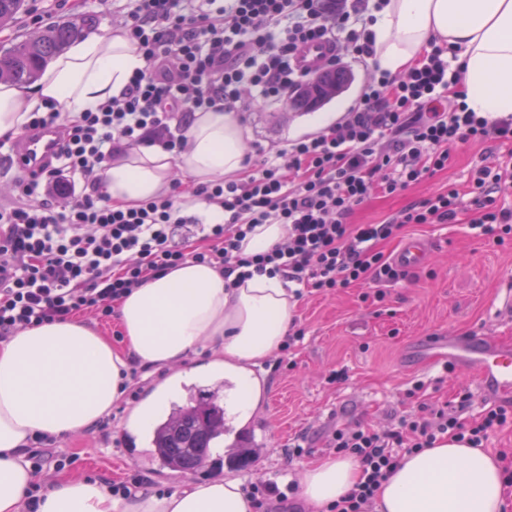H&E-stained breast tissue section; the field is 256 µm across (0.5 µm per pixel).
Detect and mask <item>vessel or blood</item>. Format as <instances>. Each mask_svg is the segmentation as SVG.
Wrapping results in <instances>:
<instances>
[{
    "mask_svg": "<svg viewBox=\"0 0 512 512\" xmlns=\"http://www.w3.org/2000/svg\"><path fill=\"white\" fill-rule=\"evenodd\" d=\"M335 51L332 44L312 41L303 44L294 59L297 69L311 74L322 70ZM58 137L55 130L44 129L24 137L16 151L22 172L39 173L55 153ZM429 254L427 244L418 238L405 241L395 255L396 262L411 270L423 265ZM431 357L467 371L480 390L488 396L512 398V342L484 336H435L428 342Z\"/></svg>",
    "mask_w": 512,
    "mask_h": 512,
    "instance_id": "1",
    "label": "vessel or blood"
}]
</instances>
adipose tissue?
Wrapping results in <instances>:
<instances>
[{
    "mask_svg": "<svg viewBox=\"0 0 512 512\" xmlns=\"http://www.w3.org/2000/svg\"><path fill=\"white\" fill-rule=\"evenodd\" d=\"M374 60L398 73L429 41L458 51L470 110L491 119L512 115V0H387L377 12ZM145 66L124 28L77 39L31 87L0 82V138L20 132L30 112L57 105L76 114L120 96ZM248 129L238 113H196L187 146L173 154L131 150L113 159L104 190L131 206L170 191L174 176L193 184L240 178ZM296 311L280 276L226 286L223 273L186 260L134 289L118 304L124 343L116 347L85 321L70 318L17 331L0 341V512H22L33 480L27 446L38 434L78 436L96 426L122 396L132 366L167 371L129 412L134 432L148 431L186 374L224 379V417L245 425L264 388L255 374L279 351ZM213 352L197 362L199 348ZM359 468L350 457L308 465L299 477L305 503L322 508L345 495ZM499 461L480 448L447 441L405 456L378 489L375 512H512ZM37 512H252L241 483L217 478L158 494L145 487L115 498L95 481L58 476Z\"/></svg>",
    "mask_w": 512,
    "mask_h": 512,
    "instance_id": "adipose-tissue-1",
    "label": "adipose tissue"
}]
</instances>
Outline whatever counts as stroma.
Masks as SVG:
<instances>
[{"label":"stroma","instance_id":"stroma-1","mask_svg":"<svg viewBox=\"0 0 512 512\" xmlns=\"http://www.w3.org/2000/svg\"><path fill=\"white\" fill-rule=\"evenodd\" d=\"M15 22L0 29V47H8L37 31L39 25L87 19L88 30L103 32L124 22L121 0H27ZM40 14L34 24L32 14ZM307 113L286 100L270 102L242 113L250 139L279 146L310 135ZM486 146L465 144L452 152L448 170L394 196L377 195L360 206L353 223L372 224L398 212L448 184L465 187L468 173L479 164ZM405 237L420 238L430 248L429 260L408 277L382 287L356 285L330 293H313L298 300L295 327L304 331L290 350L277 352L256 373L267 391L251 421L226 434L207 467L183 475L163 467L149 441L124 427L128 411L160 375L142 373L129 382L121 400L98 427L80 437H59L57 453L74 457L68 475L101 480L141 477L163 494L181 490L187 481L237 478L241 483L297 481L309 464L330 457L325 440L331 430L348 424L374 429L410 409L406 396L413 382L424 385L430 403H455L468 395L466 419L478 417L490 402L470 374L425 362V346L434 336H488L512 339V313L502 312V300L512 289V241L496 244L477 235L469 215L455 224H420L405 229ZM383 299H376L375 291ZM305 437L301 455H289L290 445ZM254 449L255 461L236 468L231 448Z\"/></svg>","mask_w":512,"mask_h":512}]
</instances>
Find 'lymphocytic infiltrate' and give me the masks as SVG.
I'll return each mask as SVG.
<instances>
[{
	"label": "lymphocytic infiltrate",
	"mask_w": 512,
	"mask_h": 512,
	"mask_svg": "<svg viewBox=\"0 0 512 512\" xmlns=\"http://www.w3.org/2000/svg\"><path fill=\"white\" fill-rule=\"evenodd\" d=\"M386 0H127L124 28L146 66L119 97L76 117L33 112L30 133L60 134L42 173L17 183L0 204V339L18 330L90 313L107 319L133 288L186 260L208 263L244 281L278 275L318 292L392 283L406 272L388 261L383 242L412 224H452L471 210L473 228L497 242L512 239V165L488 157L456 185L411 203L376 224H354V211L377 194L394 195L447 169L460 144L512 147V116L473 112L459 90L455 49L431 45L400 75L374 71L350 112L313 136L280 148L255 145L259 165L241 180L194 186L192 197L223 209L220 224L184 214L173 191L125 208L103 190L112 159L129 148H185L195 113L253 105L298 93L310 83L292 59L303 43L323 39L358 63L375 55L371 27ZM329 57L326 68L340 61ZM66 205H58V198ZM260 224H284L271 251L247 255L242 241ZM394 426L334 429L326 445L354 458L359 480L327 512H372L376 493L405 455L444 440L483 447L512 424L498 405L464 421L456 406L419 400ZM253 512H298L293 483L245 488Z\"/></svg>",
	"instance_id": "f902f5d3"
}]
</instances>
